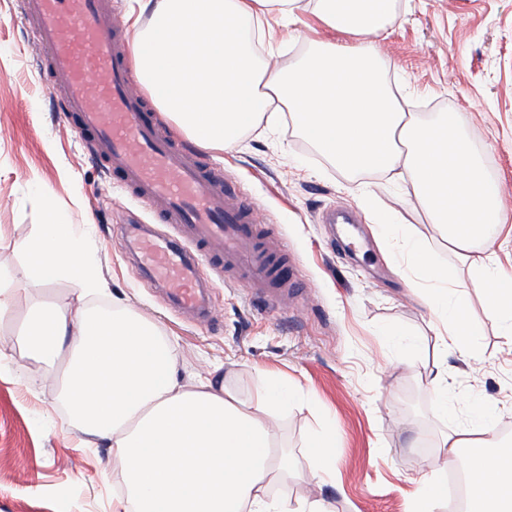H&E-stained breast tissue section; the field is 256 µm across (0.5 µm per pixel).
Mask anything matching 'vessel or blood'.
I'll use <instances>...</instances> for the list:
<instances>
[{
    "label": "vessel or blood",
    "instance_id": "vessel-or-blood-1",
    "mask_svg": "<svg viewBox=\"0 0 512 512\" xmlns=\"http://www.w3.org/2000/svg\"><path fill=\"white\" fill-rule=\"evenodd\" d=\"M22 6L35 23L39 56L65 112L76 117L113 177L149 203L156 222L179 229L177 243L136 238L144 265L179 307L199 311L208 269L223 270L259 303L295 295L297 265L287 253L263 248L272 226L256 223L231 182L209 174L163 136L148 100L130 92L122 31L106 22V0H22Z\"/></svg>",
    "mask_w": 512,
    "mask_h": 512
}]
</instances>
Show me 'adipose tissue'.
Wrapping results in <instances>:
<instances>
[{
  "label": "adipose tissue",
  "mask_w": 512,
  "mask_h": 512,
  "mask_svg": "<svg viewBox=\"0 0 512 512\" xmlns=\"http://www.w3.org/2000/svg\"><path fill=\"white\" fill-rule=\"evenodd\" d=\"M397 0H131L138 22L132 45L138 80L157 106L195 144L224 150L287 106L303 137L336 167L393 172L411 192L458 261L437 265L428 242L405 233L394 211L380 226L402 236L413 291L435 316L440 362L429 384L448 403L449 354L480 359L472 344L471 303L460 274L483 291L488 313L512 350V275L485 254L506 217L467 140L447 119L425 121L406 111L386 84L389 60L373 44L396 12ZM326 26L358 35L343 47L321 42L294 67L274 64L272 24L293 23L303 6ZM90 231L59 216L35 225L14 244L24 279L0 268V314L28 285L69 280L78 304L41 302L28 311L11 343L36 364L61 370V403L84 437L112 448V474L123 493L113 512H332L320 498L291 503L270 493L288 470V451L269 421L272 407L294 389L268 377L242 401L210 371L192 387L180 383L178 356L156 322L119 305L88 308L102 281ZM496 408L478 404L469 422L441 436L433 466L464 457L465 512H512V447L495 445ZM336 432L324 425L303 459L317 482L335 478Z\"/></svg>",
  "instance_id": "1"
}]
</instances>
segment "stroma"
Instances as JSON below:
<instances>
[{"label": "stroma", "instance_id": "obj_1", "mask_svg": "<svg viewBox=\"0 0 512 512\" xmlns=\"http://www.w3.org/2000/svg\"><path fill=\"white\" fill-rule=\"evenodd\" d=\"M325 40L356 38L330 30L308 10L273 28L282 67ZM35 46L21 0H0V262L22 276L14 241L57 211L69 223L89 225L102 301L132 305L157 321L179 351L183 380L220 365L246 399L264 376L288 379L298 399L273 413L282 443L300 458L325 413L336 429V482L318 486L292 473L276 482L274 496L293 502L315 494L336 512H409L420 480L444 479L429 465L434 446L465 421L474 401L494 403V435L512 439V353L473 282L465 287L483 361L473 370L449 355L452 414L440 411L428 384L436 371L435 317L398 268L401 244L377 236L380 208L395 207L429 241L435 263L448 268L455 259L402 180L338 169L288 117L246 133L230 152L191 146L205 168L237 182L260 223L275 226L269 248L288 250L305 293L259 310L243 288L212 273L210 318L180 313L121 244V227L154 224L150 207L113 180L62 111ZM377 46L392 63L387 81L407 109L427 120L448 111L458 116L512 225V0H399ZM333 210L355 216L354 237L323 223ZM76 297L64 280L17 293L0 314V339L16 333L33 302L66 305ZM387 326L419 339L420 350L404 352L382 336ZM58 391L54 376L30 367L19 350L0 359V512H112L111 450L81 440Z\"/></svg>", "mask_w": 512, "mask_h": 512}]
</instances>
